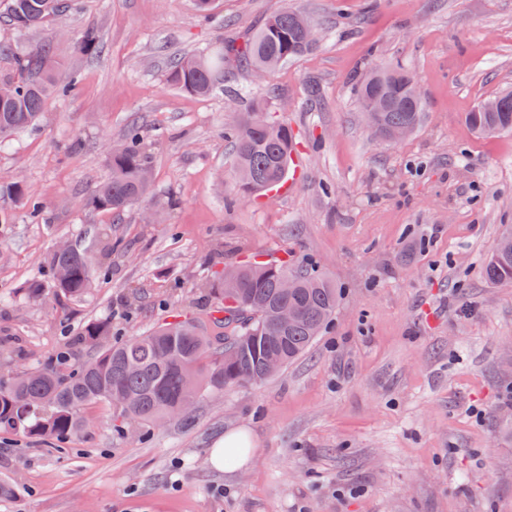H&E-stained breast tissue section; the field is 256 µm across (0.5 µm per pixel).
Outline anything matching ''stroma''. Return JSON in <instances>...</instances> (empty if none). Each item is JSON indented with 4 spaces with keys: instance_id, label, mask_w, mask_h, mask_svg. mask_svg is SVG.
Wrapping results in <instances>:
<instances>
[{
    "instance_id": "35a3bbf8",
    "label": "stroma",
    "mask_w": 512,
    "mask_h": 512,
    "mask_svg": "<svg viewBox=\"0 0 512 512\" xmlns=\"http://www.w3.org/2000/svg\"><path fill=\"white\" fill-rule=\"evenodd\" d=\"M317 23L311 52L272 75L236 72L201 97L164 80L169 57L203 54L283 10ZM56 45L77 91L0 145V183L20 178L45 206L0 224V370L90 355L86 324L113 342L215 309L208 262L301 264L335 282L336 313L312 346L257 386L204 393L180 420L139 428L106 405L59 443L0 433V512H512V286L481 262L512 226V132L476 134L483 100L512 92V0H83ZM96 28L99 54L76 40ZM398 65L426 103L396 142L363 121L357 84ZM263 100L286 110L295 166L276 195L236 197L229 116ZM138 119L153 157L152 202L120 222L93 209L108 149ZM112 252L91 295L32 300L62 241ZM251 432L253 457L223 469L208 450Z\"/></svg>"
}]
</instances>
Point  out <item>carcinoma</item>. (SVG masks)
Instances as JSON below:
<instances>
[{"label": "carcinoma", "mask_w": 512, "mask_h": 512, "mask_svg": "<svg viewBox=\"0 0 512 512\" xmlns=\"http://www.w3.org/2000/svg\"><path fill=\"white\" fill-rule=\"evenodd\" d=\"M82 0H6L0 24L19 36L49 22L81 10ZM304 14L284 10L270 16L262 28L241 43L230 41L225 50L204 57L183 55L171 60L165 81L189 94L208 96L224 83V54L233 55L247 70L274 71L292 58L309 52L315 36L302 28ZM81 51L97 54L103 42L94 28L85 29L79 40ZM55 43L48 41L28 49L15 41H0V59H9L11 72L0 74V141L36 124L51 94L67 96L77 88L78 78L60 81L53 60ZM409 71L383 67L371 72L357 86L360 107L370 105L369 93L377 94L381 111L375 113L371 129L385 137L392 128H416L424 116L423 101L408 98ZM495 108L477 105L466 113V122L479 134L494 136L512 131V94L490 99ZM233 143L235 189L241 196L265 193L284 182L295 139L288 118L273 116L263 104L238 116L237 123L224 126ZM112 177L95 187L89 203L118 219L141 203L151 192L146 174L152 156L144 143L141 126L131 121L123 140L108 154ZM6 196L23 205L31 219L43 220V203L27 196L20 180L5 185ZM52 287L65 297L81 298L90 293L100 266L90 254L76 247L54 250L45 261ZM482 274L491 285L512 284V227L505 228L495 248L482 262ZM293 280L288 290L280 288L284 277ZM204 287L220 296L222 306L198 320L185 319L159 326L145 336H133L114 344L106 321L85 325L79 335L95 352L77 369L63 372L54 365L0 379V431H18L24 436L64 441L84 427L79 411L104 403L117 416L133 418L142 425H160L182 415L181 403H196L202 385L216 393L245 385H258L271 377L269 360L285 367L302 356L336 313L339 292L322 274H311L299 266L249 261L224 268L218 282ZM286 304L299 319L279 330L276 309ZM234 357L224 359V349ZM124 397L117 407L112 394Z\"/></svg>", "instance_id": "carcinoma-1"}]
</instances>
